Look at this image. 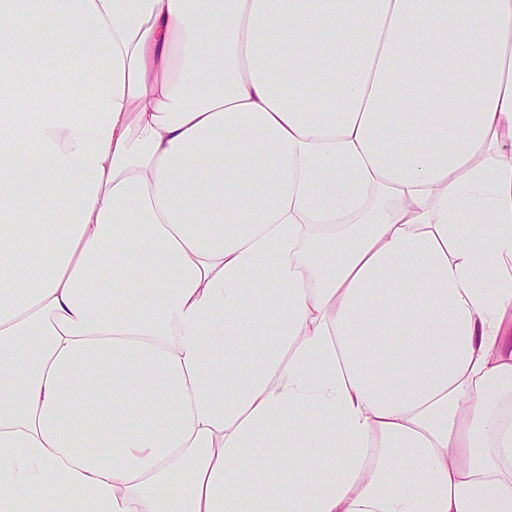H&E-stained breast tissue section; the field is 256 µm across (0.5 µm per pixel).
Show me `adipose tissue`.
<instances>
[{
	"label": "adipose tissue",
	"mask_w": 512,
	"mask_h": 512,
	"mask_svg": "<svg viewBox=\"0 0 512 512\" xmlns=\"http://www.w3.org/2000/svg\"><path fill=\"white\" fill-rule=\"evenodd\" d=\"M0 150V512H512V0H0Z\"/></svg>",
	"instance_id": "ef3b65f1"
}]
</instances>
